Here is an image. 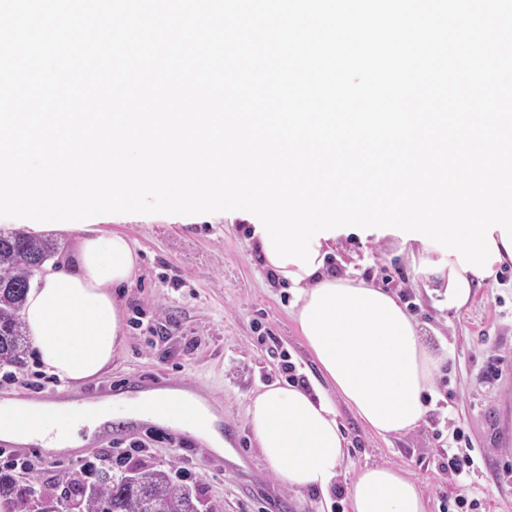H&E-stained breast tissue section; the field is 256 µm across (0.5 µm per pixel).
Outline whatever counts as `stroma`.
<instances>
[{"label":"stroma","mask_w":512,"mask_h":512,"mask_svg":"<svg viewBox=\"0 0 512 512\" xmlns=\"http://www.w3.org/2000/svg\"><path fill=\"white\" fill-rule=\"evenodd\" d=\"M102 228L127 235L138 254L130 281L115 290L125 343L100 377L72 386V393L109 397L127 378L147 390L196 392L210 400L221 428L234 429L232 444L243 463L234 465L170 426L146 423L124 436L84 443L68 461L40 462L30 481L60 492L64 474L87 478L99 458L122 448L126 465L168 471L216 512H271L274 500L278 512H335V496L299 494L279 481L247 423L249 396L285 380L283 362H292L308 383L322 377L294 321V293L270 279L245 223L221 212L116 214ZM332 265L337 273L387 284L441 359L422 423L401 437L374 434L331 394L348 440L337 487L348 489L360 467L397 466L418 482L427 512H443L439 453L451 446L458 427L475 461L465 481L468 498L485 501L488 512H512V263L501 265L457 310L440 302L432 276L413 279L391 237L341 238ZM44 374L32 350L23 366H0V401L41 398L53 389Z\"/></svg>","instance_id":"35a3bbf8"}]
</instances>
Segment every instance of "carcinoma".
Instances as JSON below:
<instances>
[{"label":"carcinoma","mask_w":512,"mask_h":512,"mask_svg":"<svg viewBox=\"0 0 512 512\" xmlns=\"http://www.w3.org/2000/svg\"><path fill=\"white\" fill-rule=\"evenodd\" d=\"M46 239L22 231L0 234V365L20 367L28 352L23 308L30 280L54 255ZM130 468L122 462L97 472L92 484L72 477L64 490L75 512H140L144 500L161 505L166 512H199V500L190 487L175 484L162 469H139L136 482L128 480ZM59 498L39 491L33 483L0 471V512H47Z\"/></svg>","instance_id":"cac0c4a2"}]
</instances>
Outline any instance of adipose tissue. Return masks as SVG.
<instances>
[{
    "label": "adipose tissue",
    "mask_w": 512,
    "mask_h": 512,
    "mask_svg": "<svg viewBox=\"0 0 512 512\" xmlns=\"http://www.w3.org/2000/svg\"><path fill=\"white\" fill-rule=\"evenodd\" d=\"M414 273H434L449 306L465 305L481 277L463 271L456 256L419 240L401 245ZM136 250L120 232L99 225L78 231L70 267L50 271L29 289L26 332L46 371L80 384L111 364L124 344L114 287L128 282ZM277 280L296 293L294 320L318 369L358 419L386 437L414 430L423 421L439 358L425 343L405 303L372 283L337 274L323 264L306 274L295 264L273 267ZM125 411L176 422L205 435L214 450L224 442L209 428L204 406L186 395L153 391L126 401ZM110 403L30 401L0 404V438L16 443L47 439L49 448L78 441V430L108 419ZM248 424L277 478L296 490L329 493L346 458V440L330 402L292 383L275 382L251 396ZM349 512H427L417 482L403 470L360 468L348 488Z\"/></svg>",
    "instance_id": "ef3b65f1"
}]
</instances>
